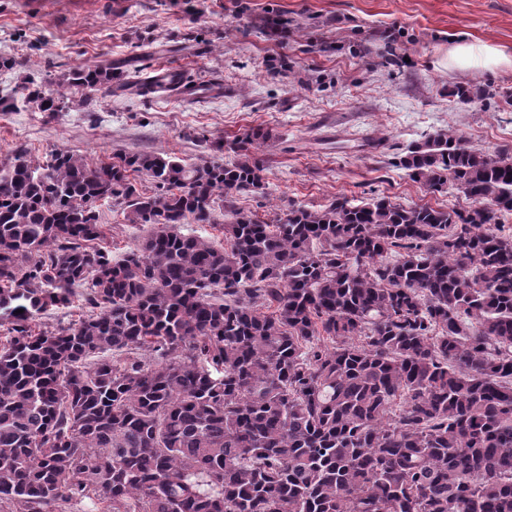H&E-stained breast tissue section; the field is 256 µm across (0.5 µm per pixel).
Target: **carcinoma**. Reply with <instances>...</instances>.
I'll list each match as a JSON object with an SVG mask.
<instances>
[{"label": "carcinoma", "instance_id": "carcinoma-1", "mask_svg": "<svg viewBox=\"0 0 512 512\" xmlns=\"http://www.w3.org/2000/svg\"><path fill=\"white\" fill-rule=\"evenodd\" d=\"M131 85L167 90L103 66L20 90L59 112ZM269 137L230 164L0 159V512H512V149L441 130L396 162L463 208L343 197L267 222L234 202L265 189ZM100 202L152 226L119 259ZM218 208L224 246L179 232ZM76 288L90 313L40 326Z\"/></svg>", "mask_w": 512, "mask_h": 512}]
</instances>
